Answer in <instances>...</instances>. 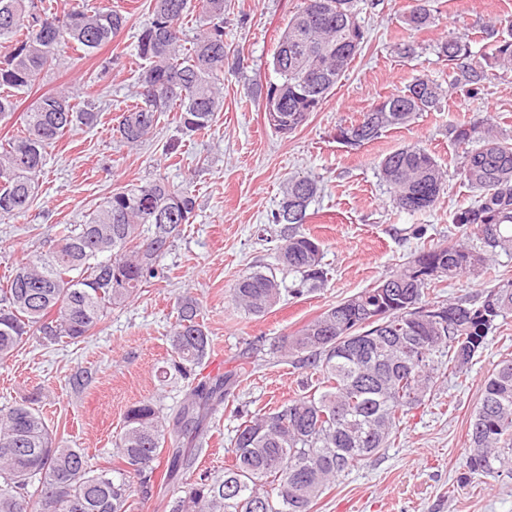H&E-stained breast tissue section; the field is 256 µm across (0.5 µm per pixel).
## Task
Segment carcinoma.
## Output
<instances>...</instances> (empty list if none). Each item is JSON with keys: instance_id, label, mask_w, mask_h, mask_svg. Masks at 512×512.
<instances>
[{"instance_id": "1", "label": "carcinoma", "mask_w": 512, "mask_h": 512, "mask_svg": "<svg viewBox=\"0 0 512 512\" xmlns=\"http://www.w3.org/2000/svg\"><path fill=\"white\" fill-rule=\"evenodd\" d=\"M359 0H304L282 31L271 65L277 84L288 86L282 104L288 132L306 123L365 46ZM198 9L205 28L188 37L180 20ZM431 0H412L404 24L419 31L433 23ZM126 18L111 4H74L58 13L46 0H0V116L15 111L16 96L28 92L45 71L62 65L55 53L66 36L94 51L121 32ZM489 52L471 57L467 42L446 40L438 54L456 66L448 87L430 78L374 101L359 119L339 127L368 144L438 107L447 89L463 84L475 96L487 69L512 70V21L484 30ZM141 60L134 103L116 128L134 147L165 112L179 113L183 134L208 130L224 109V0H152L151 19L137 38ZM98 113L80 108L66 89L49 91L23 113L22 129L0 143V217L24 214L37 196L46 148L65 132L92 126ZM461 153L460 172L478 192L475 204L457 209L452 223L473 229L488 252H512V144L500 138L488 117L449 128ZM380 174L402 211L433 207L447 172L425 148L404 146L386 156ZM317 181L292 177L274 220L304 224L317 196ZM195 200L188 189L163 179L129 184L105 197L85 224H60L56 246L16 269L0 288V362L34 336L44 345L74 344L91 335L104 312L124 305L159 276L156 259L179 226L191 223ZM154 226L151 235L141 226ZM279 261L303 283L323 281L320 243L291 228ZM487 252L465 243L431 244L400 271L326 309L277 351L299 355L319 372L318 387L268 413L244 420L231 439L232 465L182 486L172 512H312L316 501L342 472L387 447L409 409L423 404L436 386L441 358L460 369L484 346L497 320L512 313V291L490 293L477 307L455 302L426 304L425 289L440 278L454 279L483 268ZM281 288L271 271L254 270L237 279L231 300L253 316L268 313ZM383 310L378 322L369 312ZM419 310H442L424 319ZM201 309L185 300L177 309L172 355L163 374L195 375L211 350L199 322ZM249 362L224 376L194 383L172 419L150 400L131 405L116 437L112 466L93 468L84 452L56 438L29 398L0 410V512H127L135 490L153 493L165 444L175 448L165 480L180 467L210 406L248 372ZM466 474L491 475L512 465V361L487 378L469 429Z\"/></svg>"}]
</instances>
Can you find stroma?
I'll list each match as a JSON object with an SVG mask.
<instances>
[{"label":"stroma","instance_id":"obj_1","mask_svg":"<svg viewBox=\"0 0 512 512\" xmlns=\"http://www.w3.org/2000/svg\"><path fill=\"white\" fill-rule=\"evenodd\" d=\"M112 3L126 13L123 32L91 53L61 42L58 52L68 58V68L45 72L35 85V93L68 89L99 117L93 128L67 133L50 147L29 211L0 220V284L13 268L54 247L57 225L84 223L121 186L165 179L194 195L195 215L159 257L160 278L125 306L107 311L94 336L50 347L33 337L0 364V409L35 398L57 438L83 449L92 467L108 466L130 405L155 400L170 413L183 402L187 381L162 379L158 369L170 355L177 303L195 300L213 339L202 375L234 370L245 353L254 368L205 421L195 460L183 472L194 479L231 464L230 441L247 414L276 409L316 380L312 368L273 350L274 341L399 271L424 241L460 239L451 216L471 204L475 193L460 173L448 125L488 116L512 143V71L489 72L479 96L456 89L434 111L361 147L338 142L336 129L416 78L447 82L448 63L437 47L448 38H464L473 58H480L484 28L512 20V0H434L435 21L418 32L401 22L408 0H361L366 47L320 109L288 135L269 126L261 88L273 74L269 62L278 38L302 0H225L224 44L229 56L243 58L244 67L224 73L223 112L209 131L192 137L182 136L175 113H166L135 149L115 127L132 103L136 37L151 17V0ZM407 44L414 45V54H402ZM107 62L110 74L95 81ZM176 140L178 152L169 153ZM406 145L431 151L448 174L439 203L415 214L393 206L380 176L381 161ZM293 176L311 177L320 188L302 226L322 244L327 278L314 288L278 260L282 227L273 217ZM265 268L281 281V300L265 316L247 315L229 290L241 275ZM498 288L512 289V253H496L487 268L431 285L425 299L472 307ZM508 359L512 314L499 321L462 371L443 368L436 390L409 410L387 447L342 473L313 512H512V471L463 477L469 426L484 382Z\"/></svg>","mask_w":512,"mask_h":512}]
</instances>
